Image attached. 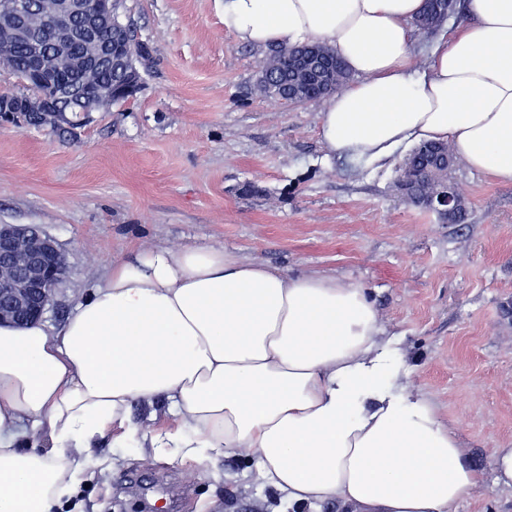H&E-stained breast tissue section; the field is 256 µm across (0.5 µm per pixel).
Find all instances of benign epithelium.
I'll return each instance as SVG.
<instances>
[{"label":"benign epithelium","instance_id":"7a95c632","mask_svg":"<svg viewBox=\"0 0 512 512\" xmlns=\"http://www.w3.org/2000/svg\"><path fill=\"white\" fill-rule=\"evenodd\" d=\"M114 0H95L88 10L85 0H53L51 37L56 53L50 57H34L30 68L19 73L28 84H43L55 91V97H66L71 85L66 83L57 57L82 39L93 37L102 24H112ZM0 24V40H24L28 36L21 5L6 4ZM43 96H0V118L26 119L37 112H49ZM89 117L86 108L64 110L65 129L84 125ZM67 271L63 254L50 237L18 224H0V324H32L44 317L51 302L53 288Z\"/></svg>","mask_w":512,"mask_h":512}]
</instances>
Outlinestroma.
Listing matches in <instances>:
<instances>
[{"label":"stroma","mask_w":512,"mask_h":512,"mask_svg":"<svg viewBox=\"0 0 512 512\" xmlns=\"http://www.w3.org/2000/svg\"><path fill=\"white\" fill-rule=\"evenodd\" d=\"M153 62L137 95L65 136L0 122V224L40 227L67 272L44 316L60 326L113 262L164 245H213L291 273L351 277L385 334L483 472L458 512H512L489 464L512 448V185L457 164L468 210L449 224L407 204L406 157L330 154L324 100L251 95L266 50L225 28L220 0H120ZM262 195L243 196L245 182ZM291 512L242 458L174 462L103 439L61 512Z\"/></svg>","instance_id":"stroma-1"}]
</instances>
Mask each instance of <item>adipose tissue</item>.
I'll return each instance as SVG.
<instances>
[{
	"label": "adipose tissue",
	"mask_w": 512,
	"mask_h": 512,
	"mask_svg": "<svg viewBox=\"0 0 512 512\" xmlns=\"http://www.w3.org/2000/svg\"><path fill=\"white\" fill-rule=\"evenodd\" d=\"M222 2L242 41L326 43L357 75L320 114L332 154L379 163L447 141L512 184V0H470L474 22L415 72L423 0ZM407 377L360 282L148 247L60 327L0 325V512H53L116 428L175 459L245 455L298 512H456L483 474ZM160 399L175 427L142 432L134 403Z\"/></svg>",
	"instance_id": "adipose-tissue-1"
}]
</instances>
